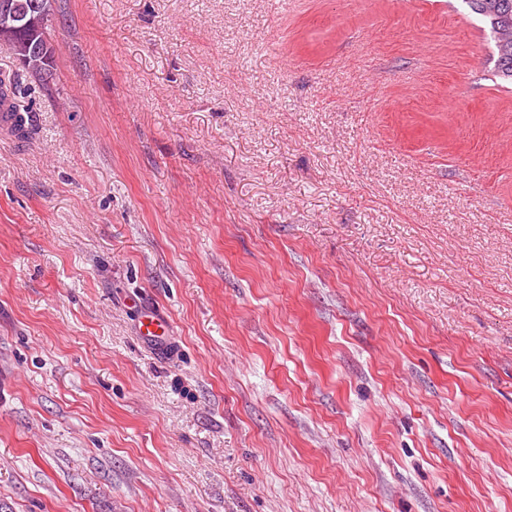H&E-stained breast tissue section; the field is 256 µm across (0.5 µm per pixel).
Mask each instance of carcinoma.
<instances>
[{"mask_svg":"<svg viewBox=\"0 0 512 512\" xmlns=\"http://www.w3.org/2000/svg\"><path fill=\"white\" fill-rule=\"evenodd\" d=\"M32 1L44 6L47 19L18 27L8 35L0 33V43L10 47L19 69L48 84L53 80L55 71L54 49L49 41L55 3L54 0H16L23 4ZM462 2L488 29L496 55L495 76L512 84V0Z\"/></svg>","mask_w":512,"mask_h":512,"instance_id":"carcinoma-1","label":"carcinoma"}]
</instances>
